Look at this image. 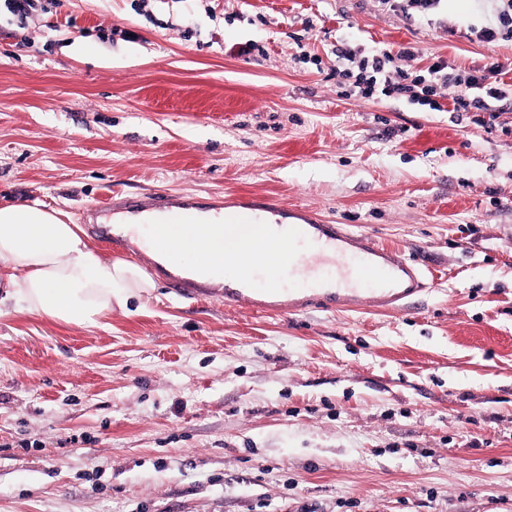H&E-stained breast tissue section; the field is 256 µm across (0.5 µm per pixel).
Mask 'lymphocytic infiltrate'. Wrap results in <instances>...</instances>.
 I'll list each match as a JSON object with an SVG mask.
<instances>
[{
  "label": "lymphocytic infiltrate",
  "instance_id": "f902f5d3",
  "mask_svg": "<svg viewBox=\"0 0 512 512\" xmlns=\"http://www.w3.org/2000/svg\"><path fill=\"white\" fill-rule=\"evenodd\" d=\"M337 78L352 80L355 92L361 97L382 91L386 96H403L424 105H433L434 98L443 89L454 91L453 109L473 113L474 124L484 125L483 114L490 101L506 100L512 86L503 76L512 71V63L492 62L481 69L460 72L438 61L426 70L410 69L415 60L413 46L402 45L397 50H383L355 58L351 52H338Z\"/></svg>",
  "mask_w": 512,
  "mask_h": 512
}]
</instances>
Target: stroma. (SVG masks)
<instances>
[{"mask_svg": "<svg viewBox=\"0 0 512 512\" xmlns=\"http://www.w3.org/2000/svg\"><path fill=\"white\" fill-rule=\"evenodd\" d=\"M501 0H0V205L267 195L418 256L404 313L258 316L163 277L81 327L0 314V512H512V103L341 96L336 49L512 59ZM257 44L245 54L241 48ZM387 10L401 12L404 15L429 17L440 0H378ZM504 8L498 17V27H485L476 33V37L484 42L496 41L499 37L501 39L512 37V1L502 0Z\"/></svg>", "mask_w": 512, "mask_h": 512, "instance_id": "1", "label": "stroma"}]
</instances>
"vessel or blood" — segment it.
I'll return each mask as SVG.
<instances>
[{
	"label": "vessel or blood",
	"mask_w": 512,
	"mask_h": 512,
	"mask_svg": "<svg viewBox=\"0 0 512 512\" xmlns=\"http://www.w3.org/2000/svg\"><path fill=\"white\" fill-rule=\"evenodd\" d=\"M159 211L181 219L194 205L180 196L151 202L129 199L93 206V217L121 212ZM225 221L251 222L260 217L286 216L284 234L273 240L277 254L267 268L255 267L242 253L235 278L225 281V306L258 314L340 312L365 308L404 312L429 288L419 258L383 245L368 232L347 224H329L308 207H285L269 199L238 200L224 206ZM166 278L182 294L211 295L206 283L181 274Z\"/></svg>",
	"instance_id": "obj_1"
}]
</instances>
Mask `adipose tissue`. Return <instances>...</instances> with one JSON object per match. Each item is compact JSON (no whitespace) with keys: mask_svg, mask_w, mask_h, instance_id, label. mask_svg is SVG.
<instances>
[{"mask_svg":"<svg viewBox=\"0 0 512 512\" xmlns=\"http://www.w3.org/2000/svg\"><path fill=\"white\" fill-rule=\"evenodd\" d=\"M218 219L213 212L198 213L190 224L155 218L145 228L119 224L115 230L141 239L144 253L167 266L191 256L190 269L202 280L221 275L244 247L252 260L271 261L265 226L222 225ZM154 288L143 267L103 254L63 212L27 203L0 207V308L93 327Z\"/></svg>","mask_w":512,"mask_h":512,"instance_id":"ef3b65f1","label":"adipose tissue"}]
</instances>
